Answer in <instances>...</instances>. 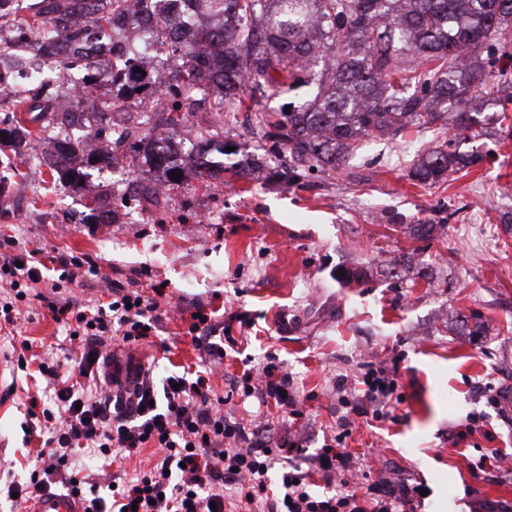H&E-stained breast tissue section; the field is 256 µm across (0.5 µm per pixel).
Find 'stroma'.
Wrapping results in <instances>:
<instances>
[{
    "label": "stroma",
    "mask_w": 512,
    "mask_h": 512,
    "mask_svg": "<svg viewBox=\"0 0 512 512\" xmlns=\"http://www.w3.org/2000/svg\"><path fill=\"white\" fill-rule=\"evenodd\" d=\"M481 128L460 149L482 162L432 186L408 172L447 139L444 129L366 139L345 167L286 185L272 176L281 158L241 112L225 118L224 139L254 155L257 170L218 189L191 180L141 201L135 189L161 182L159 171L140 160L120 177L93 171L117 212L111 224L89 221L84 200L56 185L46 165L15 157L0 165V246L88 253L109 280L151 269L167 284L158 334L150 346H118V359L160 374L205 370L187 319L207 314L225 338L215 386L269 359L302 398L295 418L237 394L225 398L224 414L274 444L301 439L306 457L336 434L337 376L395 371L398 420L356 418L345 442L373 478L427 489L418 512L512 504V473L476 467L482 449H512V426L479 397L488 383L512 394V135L490 119ZM417 224L435 225L433 236L417 239ZM344 271L356 279L342 280ZM19 329L35 353L67 364L70 343L46 309H30ZM11 343L0 333V467L22 481L43 439L28 432L26 408L45 382L18 370ZM474 413L484 432L466 449L453 434ZM149 456L111 464L86 456L83 474L127 482Z\"/></svg>",
    "instance_id": "35a3bbf8"
}]
</instances>
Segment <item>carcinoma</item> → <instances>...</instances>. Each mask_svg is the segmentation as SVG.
<instances>
[{"instance_id": "cac0c4a2", "label": "carcinoma", "mask_w": 512, "mask_h": 512, "mask_svg": "<svg viewBox=\"0 0 512 512\" xmlns=\"http://www.w3.org/2000/svg\"><path fill=\"white\" fill-rule=\"evenodd\" d=\"M129 0H37L32 15L20 20L18 35L45 31L58 41L63 71L85 72L82 88L94 86L104 73L119 93L104 102L103 112H126L128 103L152 90L146 68L134 53H116L102 34L128 12ZM183 11L207 18L189 30L180 16H156L154 52L175 58L179 66L161 93L172 101L169 139L192 135L199 149L196 175L224 180L244 178L256 165L244 152L226 150L223 125L194 127L188 114L200 109V95L215 94L219 116L254 113L272 150L288 155L282 182L313 169L335 171L353 158L369 137L394 136L409 126L430 128L440 121L453 131L450 139L413 163L409 177L432 185L480 162L474 154L452 149L472 134L478 123L469 104L479 94L494 109L498 122L512 106V0H180ZM92 17L94 27L74 24L75 14ZM28 61L0 42V74L17 72ZM316 92L297 105L271 110L268 93L302 87ZM59 95L51 82L33 84L0 118V153L22 155L62 117L69 124L86 120L82 98L55 113ZM85 137L113 142L146 162L164 168L167 182L183 170L177 153L137 129L116 133L101 122ZM236 156L230 163L224 157ZM50 163L59 182L75 193L86 191L85 167L108 165L111 157L83 152V140L70 139L57 148Z\"/></svg>"}]
</instances>
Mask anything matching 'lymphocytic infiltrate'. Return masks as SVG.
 I'll return each instance as SVG.
<instances>
[{"instance_id": "lymphocytic-infiltrate-1", "label": "lymphocytic infiltrate", "mask_w": 512, "mask_h": 512, "mask_svg": "<svg viewBox=\"0 0 512 512\" xmlns=\"http://www.w3.org/2000/svg\"><path fill=\"white\" fill-rule=\"evenodd\" d=\"M53 276H45L39 250L0 252V317L15 323L23 308L40 301L75 338V359L68 374L57 362L41 359L39 375L54 390L53 403L30 399L31 424L45 428V450L36 455L28 481L14 475L0 478V499L29 500L44 487L62 483L82 497L85 512H415L420 489L404 481L370 480L357 468L344 441L353 417L372 415L395 420L402 402L393 371L370 369L358 376L341 396L344 414L336 421L335 442L306 464L292 463L278 487H270L268 472L277 460L275 449L264 445L257 430L224 416L203 377L172 374L155 381L152 372L136 371L129 396L112 393L98 379L100 361L113 336L137 346L156 332L160 316V284L143 291L140 282L107 283V301H81L69 287L87 284L100 275L88 255L61 252L52 257ZM244 398L260 406L292 407L296 394L287 375H276L273 364L252 371ZM87 449L103 459L132 454L143 448L158 452L156 460L135 480L113 488L111 497H86L77 477L75 449ZM341 478L331 495L312 492L314 476Z\"/></svg>"}]
</instances>
